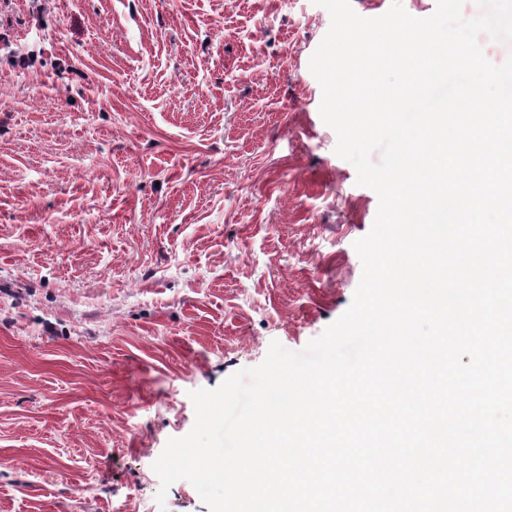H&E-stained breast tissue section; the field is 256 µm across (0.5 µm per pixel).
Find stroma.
<instances>
[{"instance_id":"35a3bbf8","label":"stroma","mask_w":512,"mask_h":512,"mask_svg":"<svg viewBox=\"0 0 512 512\" xmlns=\"http://www.w3.org/2000/svg\"><path fill=\"white\" fill-rule=\"evenodd\" d=\"M312 0H0V512H210L191 391L349 307L378 197Z\"/></svg>"}]
</instances>
